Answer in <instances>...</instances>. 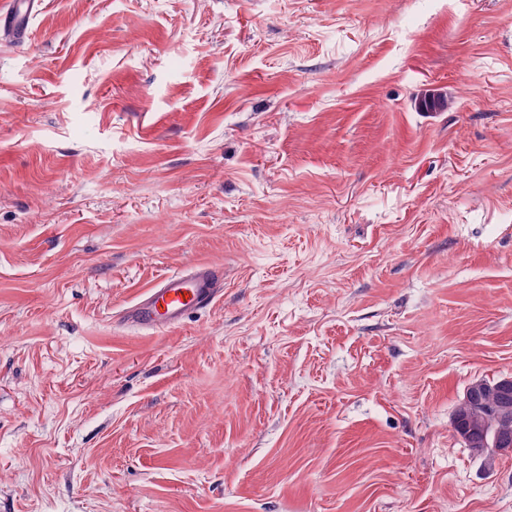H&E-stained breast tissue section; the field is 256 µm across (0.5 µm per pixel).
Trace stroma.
Masks as SVG:
<instances>
[{"label":"stroma","mask_w":512,"mask_h":512,"mask_svg":"<svg viewBox=\"0 0 512 512\" xmlns=\"http://www.w3.org/2000/svg\"><path fill=\"white\" fill-rule=\"evenodd\" d=\"M42 2L0 36V512H512L451 427L512 376V0ZM190 262L221 301L122 323Z\"/></svg>","instance_id":"35a3bbf8"}]
</instances>
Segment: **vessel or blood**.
Masks as SVG:
<instances>
[{
  "instance_id": "b4317fda",
  "label": "vessel or blood",
  "mask_w": 512,
  "mask_h": 512,
  "mask_svg": "<svg viewBox=\"0 0 512 512\" xmlns=\"http://www.w3.org/2000/svg\"><path fill=\"white\" fill-rule=\"evenodd\" d=\"M41 0H8L0 6V32L13 41L28 36L29 20ZM224 294V272L204 262H193L160 279L124 310L127 322L145 330L172 329L192 311L211 307Z\"/></svg>"
}]
</instances>
